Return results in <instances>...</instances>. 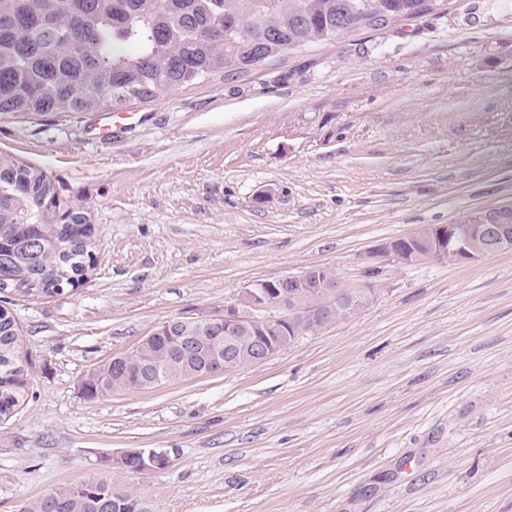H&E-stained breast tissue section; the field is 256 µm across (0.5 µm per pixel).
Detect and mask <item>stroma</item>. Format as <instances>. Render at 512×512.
<instances>
[{
	"label": "stroma",
	"mask_w": 512,
	"mask_h": 512,
	"mask_svg": "<svg viewBox=\"0 0 512 512\" xmlns=\"http://www.w3.org/2000/svg\"><path fill=\"white\" fill-rule=\"evenodd\" d=\"M445 5L131 103L109 137L86 113L0 115V150L97 226L84 283L0 293L28 381L0 422V512L87 479L151 512H512V251L363 261L512 204V0ZM315 265L373 299L266 361L83 396L162 322ZM134 449L167 463L112 466Z\"/></svg>",
	"instance_id": "obj_1"
}]
</instances>
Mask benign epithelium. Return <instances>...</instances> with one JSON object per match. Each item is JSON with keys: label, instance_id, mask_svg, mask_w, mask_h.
Returning a JSON list of instances; mask_svg holds the SVG:
<instances>
[{"label": "benign epithelium", "instance_id": "obj_1", "mask_svg": "<svg viewBox=\"0 0 512 512\" xmlns=\"http://www.w3.org/2000/svg\"><path fill=\"white\" fill-rule=\"evenodd\" d=\"M425 250L428 259L450 265L478 261L489 251L512 250V205L479 209L450 224L421 227L411 234L395 237L377 244L365 255L374 265L383 261L405 264L410 253ZM321 268L310 266L299 272L277 278L256 280L244 288L235 302L224 306V313L200 319L178 317L165 323V329L181 334L182 342L194 340L189 327L202 321L214 327H224V336H214L209 343L214 348L213 366L218 370L241 367L243 360L250 364L263 362L287 347L303 330L320 328L328 320V312L315 305L288 307L294 292L307 288L313 292L320 287ZM374 289L366 293L339 292L340 304L354 311L372 300ZM153 330L143 337L135 349L121 360L144 363V351L157 337ZM112 463L131 471L159 469L167 458L159 453L130 450L112 458Z\"/></svg>", "mask_w": 512, "mask_h": 512}]
</instances>
